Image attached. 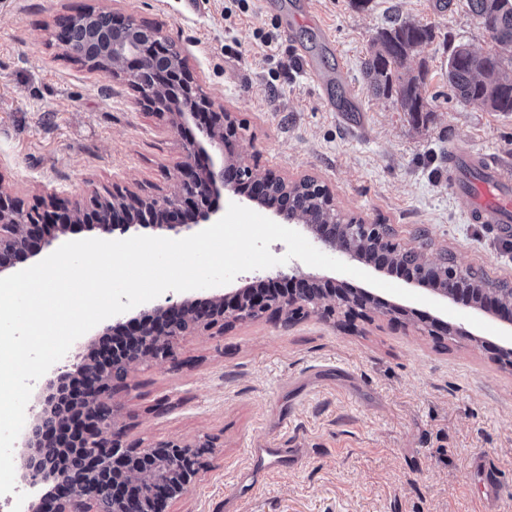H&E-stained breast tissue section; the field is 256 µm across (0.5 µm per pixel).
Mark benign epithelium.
<instances>
[{
	"mask_svg": "<svg viewBox=\"0 0 512 512\" xmlns=\"http://www.w3.org/2000/svg\"><path fill=\"white\" fill-rule=\"evenodd\" d=\"M167 46L168 41L161 31L149 28L145 36L137 39L112 36L103 39L102 52L112 57L109 73L114 76L153 71L157 74V84L175 87L179 97L173 115L177 118L185 120L196 116L189 111L191 106L203 111L202 139L186 147L176 191L160 199H143L117 186L109 197L91 201L85 211L80 209L73 213L56 206L36 213L31 222L15 197L0 188V277L13 274L17 264L38 256L70 232L86 229L102 234L116 231L124 234L141 227L179 234L220 219L214 197L221 191L239 195L234 168L242 165V160H227L218 166L211 160L200 163L201 158L208 155L209 146L224 154V130L231 128L228 114L213 110L214 103L201 94L187 65L178 70L158 69V61ZM302 228L312 235L316 244L347 260H360L353 247L325 241L309 224ZM259 282L270 284L274 289L248 287L209 298L207 303L214 308L215 316L208 319L203 328L222 329L228 318L245 320L269 310L285 316L305 307L325 318L335 315L338 309L348 316L387 306L392 312H404L363 289L344 288L331 277L306 274L297 266H276ZM466 284L465 268L459 266L453 274L451 291L439 289L437 294L454 303L480 307L476 302V289ZM192 304L196 301L188 298L179 301L168 296L164 303L154 306L147 317L127 321L120 318L99 335L96 349H102L103 342L114 336L125 337L134 351L153 349L165 340H175L180 333L172 331L166 323ZM71 381L78 382L85 399L112 403L110 385L100 375L96 362L86 355L74 365V370H68L66 365L58 367L45 379L40 395L28 407L29 424L20 457L26 485L38 489L50 483L52 488L39 502H29L26 512H92L82 487L101 474L112 478L113 512H129L133 506L136 512H170L171 505L190 491L200 474L203 462L196 449L211 448L213 443L172 439L145 448H128L113 431L114 416L111 415L83 428L81 439L88 452L64 468L52 451L55 447L53 432L67 430L72 423L69 416L57 414L55 403Z\"/></svg>",
	"mask_w": 512,
	"mask_h": 512,
	"instance_id": "obj_1",
	"label": "benign epithelium"
}]
</instances>
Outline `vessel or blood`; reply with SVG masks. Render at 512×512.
Instances as JSON below:
<instances>
[{
	"label": "vessel or blood",
	"mask_w": 512,
	"mask_h": 512,
	"mask_svg": "<svg viewBox=\"0 0 512 512\" xmlns=\"http://www.w3.org/2000/svg\"><path fill=\"white\" fill-rule=\"evenodd\" d=\"M449 179L466 217L477 224L496 225L501 237H512V182L502 174L511 166L479 153L448 157Z\"/></svg>",
	"instance_id": "b4317fda"
}]
</instances>
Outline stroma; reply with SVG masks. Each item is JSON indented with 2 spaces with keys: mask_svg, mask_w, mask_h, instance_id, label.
<instances>
[{
  "mask_svg": "<svg viewBox=\"0 0 512 512\" xmlns=\"http://www.w3.org/2000/svg\"><path fill=\"white\" fill-rule=\"evenodd\" d=\"M300 0H0V187L24 208L109 196L170 195L188 137L170 114L148 108L125 79L63 56L61 16L87 8L134 16L175 44L238 136L246 165L289 182L310 176L346 218L392 228L413 246L512 283V241L458 209L448 155L472 150L512 162V114L459 105L448 56L463 43L492 48L466 0H316L323 22H305ZM400 17L431 25L410 69H425L431 109L412 122L369 89L363 63L377 31ZM295 40L281 38L285 23ZM273 35L264 45L263 34ZM405 314L371 313L353 329L343 315L282 321L268 313L196 331L176 362L133 366L112 398L124 445L212 440L195 487L171 512H512V368L495 358L512 325L480 313L471 337L434 336L436 293ZM255 448L287 458L256 461ZM494 460L496 491L470 463Z\"/></svg>",
  "mask_w": 512,
  "mask_h": 512,
  "instance_id": "stroma-1",
  "label": "stroma"
}]
</instances>
